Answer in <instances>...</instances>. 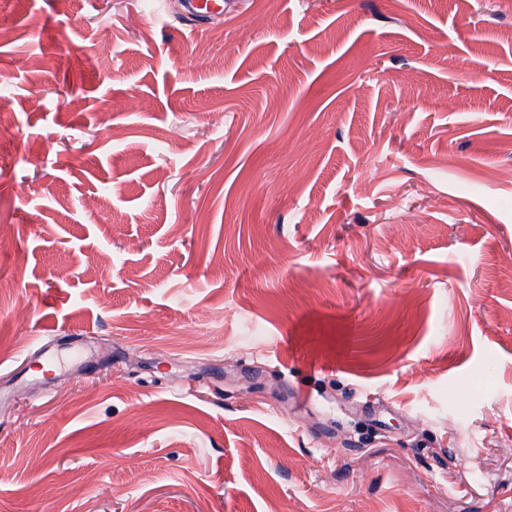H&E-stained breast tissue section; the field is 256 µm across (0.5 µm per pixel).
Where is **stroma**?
Returning a JSON list of instances; mask_svg holds the SVG:
<instances>
[{"mask_svg":"<svg viewBox=\"0 0 512 512\" xmlns=\"http://www.w3.org/2000/svg\"><path fill=\"white\" fill-rule=\"evenodd\" d=\"M150 2L0 4V512H512V0Z\"/></svg>","mask_w":512,"mask_h":512,"instance_id":"stroma-1","label":"stroma"}]
</instances>
